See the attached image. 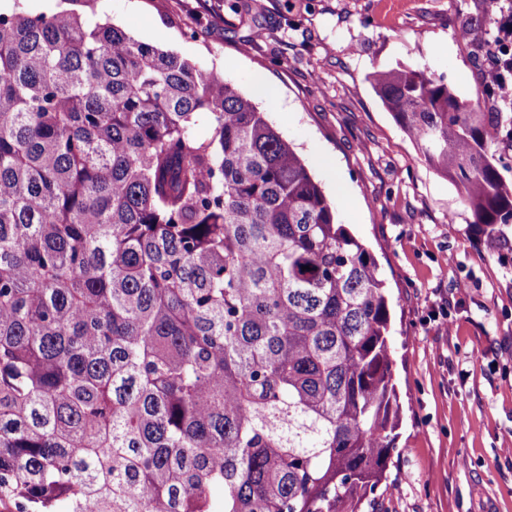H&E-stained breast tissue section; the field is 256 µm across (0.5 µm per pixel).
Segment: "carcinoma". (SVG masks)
<instances>
[{"mask_svg":"<svg viewBox=\"0 0 512 512\" xmlns=\"http://www.w3.org/2000/svg\"><path fill=\"white\" fill-rule=\"evenodd\" d=\"M66 2L0 8V512H363L399 425L374 256L235 84ZM371 83L496 246L512 116ZM511 127L510 129L509 126L500 128L497 142L495 146L491 148V150L495 152L496 166L498 170L500 171L501 175L509 181L512 180V147L511 137L507 142L506 136L507 134L510 135Z\"/></svg>","mask_w":512,"mask_h":512,"instance_id":"1","label":"carcinoma"}]
</instances>
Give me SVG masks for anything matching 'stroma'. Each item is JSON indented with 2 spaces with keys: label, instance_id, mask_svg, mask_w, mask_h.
<instances>
[{
  "label": "stroma",
  "instance_id": "stroma-1",
  "mask_svg": "<svg viewBox=\"0 0 512 512\" xmlns=\"http://www.w3.org/2000/svg\"><path fill=\"white\" fill-rule=\"evenodd\" d=\"M486 0H98L135 39L222 72L293 142L375 256L400 424L365 512H512V251L488 248L369 77L410 67L490 105ZM249 52H242V43ZM265 77L273 97L259 95Z\"/></svg>",
  "mask_w": 512,
  "mask_h": 512
}]
</instances>
